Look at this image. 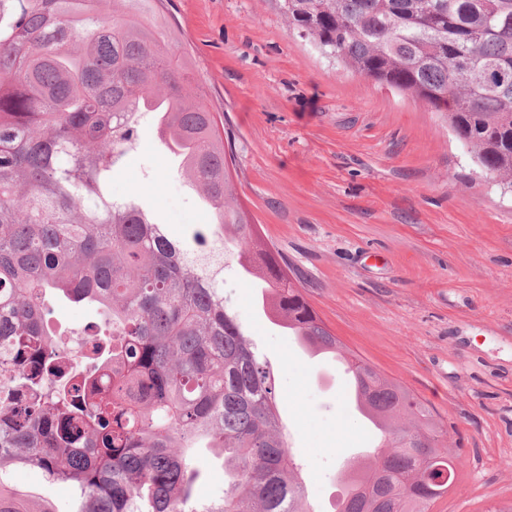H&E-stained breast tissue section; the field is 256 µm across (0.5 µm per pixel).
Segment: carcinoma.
<instances>
[{
    "instance_id": "obj_1",
    "label": "carcinoma",
    "mask_w": 512,
    "mask_h": 512,
    "mask_svg": "<svg viewBox=\"0 0 512 512\" xmlns=\"http://www.w3.org/2000/svg\"><path fill=\"white\" fill-rule=\"evenodd\" d=\"M163 0H0V474L77 489L78 512H311L273 374L220 292L224 261L261 280L271 315L339 355L384 451L335 512H428L459 460L426 404L342 352L238 203L224 124L187 80ZM326 58L425 102L486 179L512 191V0H282ZM209 207L189 246L110 191L144 103ZM96 308L63 350L48 304ZM224 495L199 503L200 443ZM0 512L33 509L0 480Z\"/></svg>"
}]
</instances>
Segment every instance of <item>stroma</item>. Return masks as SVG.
Masks as SVG:
<instances>
[{"label":"stroma","mask_w":512,"mask_h":512,"mask_svg":"<svg viewBox=\"0 0 512 512\" xmlns=\"http://www.w3.org/2000/svg\"><path fill=\"white\" fill-rule=\"evenodd\" d=\"M205 99L223 113L241 207L345 349L426 400L459 457L430 512L512 504V196L448 121L322 57L280 0H164ZM112 196L134 198L190 241L205 207L143 119ZM221 286L270 363L288 446L313 512H332L344 459L367 448L343 367L312 358L264 315L235 266ZM29 503L74 512L78 494L38 468L0 476Z\"/></svg>","instance_id":"stroma-1"}]
</instances>
